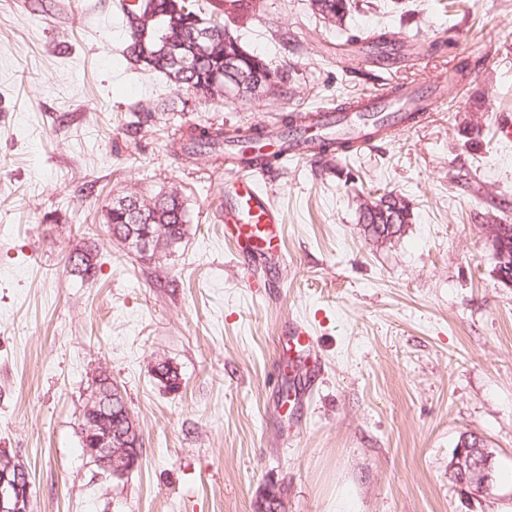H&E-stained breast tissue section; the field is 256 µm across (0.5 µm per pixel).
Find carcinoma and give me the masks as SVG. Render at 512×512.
<instances>
[{
    "instance_id": "1",
    "label": "carcinoma",
    "mask_w": 512,
    "mask_h": 512,
    "mask_svg": "<svg viewBox=\"0 0 512 512\" xmlns=\"http://www.w3.org/2000/svg\"><path fill=\"white\" fill-rule=\"evenodd\" d=\"M233 14H255L264 8L263 0H225ZM143 0L132 5L122 16V26L127 35L122 58L130 66H140L146 70L164 75L178 90L192 92L208 99L224 98V79L232 74L253 83L268 74L281 78L278 69L272 67L260 55L249 50L236 32L226 25L218 24L204 16L195 0H149L151 15L141 10ZM356 9L354 0H319V17L342 25L344 19ZM211 30V41L206 53L196 51L200 26ZM148 29L145 40L134 38L135 29ZM167 36L180 46L173 56L161 50L160 42L154 35ZM155 118L153 112H136L126 125V133L135 137ZM301 112L284 113L280 116L281 125L267 129L262 125L242 128L237 125L195 124L186 128L178 126L171 133L172 145L176 153L191 159L207 156L216 167L226 162L253 164L264 159L258 144L265 137L275 136L288 150V136L302 122ZM140 208L144 217L137 221L121 201L112 203L104 219L108 226H122L125 231L157 235L167 242L181 243L188 232V214L184 202L174 193L155 197H140ZM364 227L371 224H390L401 229L411 223L409 203L397 204L394 195L384 194L371 200L368 213H360ZM492 229L493 246L503 245L512 256V224L489 225ZM72 271L84 281L97 274L96 254L86 249H76L68 257ZM113 386L110 378L101 373L95 378L90 393H99L105 401L104 416L108 426L117 430L126 421L128 408L124 397L112 398Z\"/></svg>"
}]
</instances>
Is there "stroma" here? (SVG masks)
I'll return each instance as SVG.
<instances>
[{
    "label": "stroma",
    "instance_id": "stroma-1",
    "mask_svg": "<svg viewBox=\"0 0 512 512\" xmlns=\"http://www.w3.org/2000/svg\"><path fill=\"white\" fill-rule=\"evenodd\" d=\"M284 74L278 98L208 100L128 70L112 0H0V451L26 468L29 512H512V287L488 227L512 224V0H367L343 29L310 0L225 17ZM395 32L389 59L336 54L339 31ZM455 98L349 157L288 160L265 176L287 263L239 262L224 238L229 176L173 156L175 124H266L383 85L442 83ZM154 112L129 140L130 112ZM180 194L188 233L145 259L114 241V197ZM411 204L403 235L365 236L361 199ZM97 252L82 281L70 252ZM266 287L252 295L249 277ZM307 321L320 367L287 403L279 336ZM176 369V387L156 375ZM107 373L142 437L115 480L84 455L87 387ZM495 456L491 494L462 493L448 463L463 434Z\"/></svg>",
    "mask_w": 512,
    "mask_h": 512
}]
</instances>
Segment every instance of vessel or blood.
Returning <instances> with one entry per match:
<instances>
[{"mask_svg":"<svg viewBox=\"0 0 512 512\" xmlns=\"http://www.w3.org/2000/svg\"><path fill=\"white\" fill-rule=\"evenodd\" d=\"M446 94L438 89L426 95L415 88L390 89L361 99L349 110L318 108L312 110L300 141L292 143L288 157L307 159L317 152L319 133L342 128L355 122L357 115L368 112L396 110L414 104L419 108L418 119H427L436 111ZM233 180L224 193V229L235 238L240 256L244 261L256 263L267 259L284 260L281 250L284 234V217L267 192L258 185L259 168L235 165ZM288 339V363L290 366L318 367L314 339L308 326L295 321L283 331Z\"/></svg>","mask_w":512,"mask_h":512,"instance_id":"obj_1","label":"vessel or blood"}]
</instances>
